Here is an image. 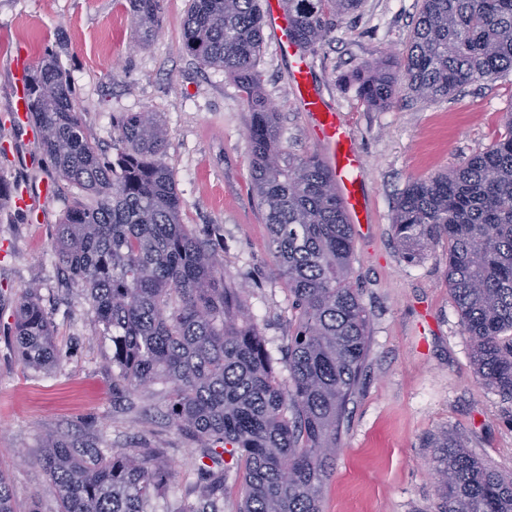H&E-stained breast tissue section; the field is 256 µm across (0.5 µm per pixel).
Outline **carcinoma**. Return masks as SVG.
<instances>
[{
  "label": "carcinoma",
  "mask_w": 512,
  "mask_h": 512,
  "mask_svg": "<svg viewBox=\"0 0 512 512\" xmlns=\"http://www.w3.org/2000/svg\"><path fill=\"white\" fill-rule=\"evenodd\" d=\"M134 37L147 44L162 25V0H129ZM294 35L313 50L361 0H285ZM263 43L258 0H191L185 52L224 70L249 116L250 190L269 229L279 275L295 312L282 379L242 288L224 285V254L180 222L182 201L163 157V124L150 111L112 122L116 154L85 133L76 94L53 54L28 74L25 100L43 153L87 199L57 224L56 265L81 282L95 320L112 331V388L169 385L166 416L204 448L214 474L197 505L218 512L215 491L231 469L239 512H321L324 487L341 450L346 406L368 348L369 313L352 281V225L324 160L291 158L276 113L255 86ZM398 70L366 69L360 96L392 103L399 80L417 100H435L512 73V0H423ZM506 132L448 173L411 182L392 224L402 256L415 261L448 244V291L478 383L512 398V113ZM55 323L23 291L15 344L29 367L60 360ZM43 458L59 512H153L174 474L157 450L108 455L89 439H47ZM435 449L437 512H512V476L442 430ZM235 460L231 468L223 455ZM0 512H17L0 470Z\"/></svg>",
  "instance_id": "obj_1"
}]
</instances>
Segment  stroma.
I'll return each instance as SVG.
<instances>
[{"label":"stroma","instance_id":"35a3bbf8","mask_svg":"<svg viewBox=\"0 0 512 512\" xmlns=\"http://www.w3.org/2000/svg\"><path fill=\"white\" fill-rule=\"evenodd\" d=\"M191 0H163V25L132 49L129 0H0V177L34 192V211L0 207V469L18 512H58L42 465L51 435L99 447L154 448L175 473L169 512L197 502L208 477L203 450L159 409L167 384L112 393V339L90 312L82 284L65 280L52 243L81 192L56 173L40 139L14 125V62L39 68L54 52L69 74L86 134L104 148L114 118L157 113L167 131L165 164L183 201L182 223L224 246V280L244 287L242 302L273 358L288 345L292 300L275 271L266 225L250 192L249 112L238 84L182 49ZM422 0H362L311 54L313 80L338 107L364 157L363 191L372 221L354 230L353 283L370 315L358 389L347 406L342 450L324 488L322 512H436L432 449L444 429L512 476V399L480 387L469 339L448 294V248L432 245L407 261L391 224L412 181L447 172L491 146L512 111V74L431 101L398 90L391 106L359 95L356 69L388 60L409 44ZM289 60L264 39L258 89L277 112L289 154L318 153L317 131L288 83ZM37 286L57 329L61 360L25 366L14 343L16 307Z\"/></svg>","mask_w":512,"mask_h":512}]
</instances>
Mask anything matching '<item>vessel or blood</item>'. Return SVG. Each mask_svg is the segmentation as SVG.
Here are the masks:
<instances>
[{"label": "vessel or blood", "mask_w": 512, "mask_h": 512, "mask_svg": "<svg viewBox=\"0 0 512 512\" xmlns=\"http://www.w3.org/2000/svg\"><path fill=\"white\" fill-rule=\"evenodd\" d=\"M265 22L279 52L291 59L292 92L301 109L308 112L314 122L318 146L351 223H368L369 211L362 192L364 159L340 112L326 104L313 86L310 56L297 45L282 0H266Z\"/></svg>", "instance_id": "b4317fda"}]
</instances>
